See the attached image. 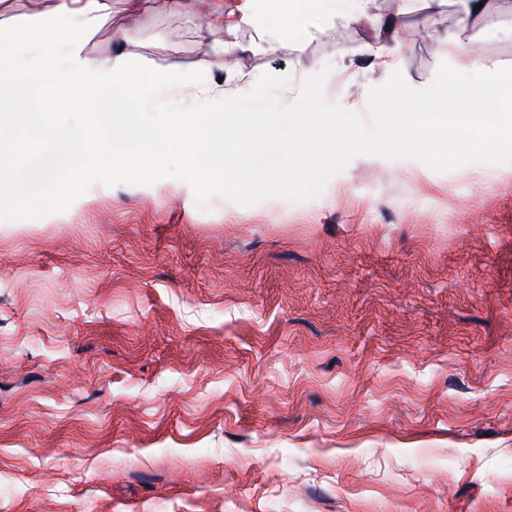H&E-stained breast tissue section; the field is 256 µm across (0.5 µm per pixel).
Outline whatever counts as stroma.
Masks as SVG:
<instances>
[{
  "instance_id": "obj_1",
  "label": "stroma",
  "mask_w": 512,
  "mask_h": 512,
  "mask_svg": "<svg viewBox=\"0 0 512 512\" xmlns=\"http://www.w3.org/2000/svg\"><path fill=\"white\" fill-rule=\"evenodd\" d=\"M112 0L85 51L198 67L208 0ZM405 11L400 74L512 66V10ZM225 32L209 84L325 73L370 121L369 17L321 0ZM0 512H512V165L355 158L316 198L242 206L94 185L0 222Z\"/></svg>"
}]
</instances>
